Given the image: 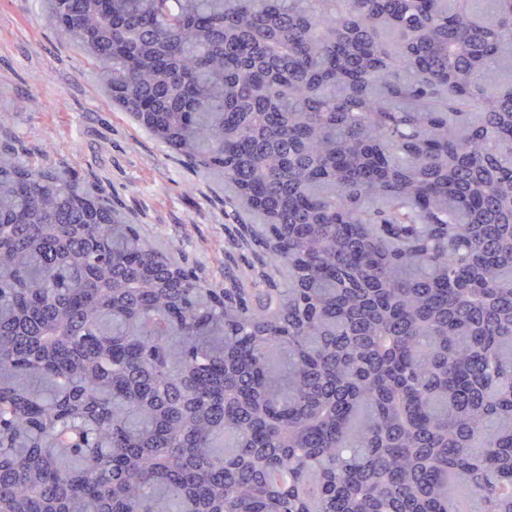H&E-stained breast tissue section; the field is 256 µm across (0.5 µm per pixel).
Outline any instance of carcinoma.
I'll list each match as a JSON object with an SVG mask.
<instances>
[{"label":"carcinoma","instance_id":"1","mask_svg":"<svg viewBox=\"0 0 512 512\" xmlns=\"http://www.w3.org/2000/svg\"><path fill=\"white\" fill-rule=\"evenodd\" d=\"M49 0L224 175V272L0 149V512H512V0Z\"/></svg>","mask_w":512,"mask_h":512}]
</instances>
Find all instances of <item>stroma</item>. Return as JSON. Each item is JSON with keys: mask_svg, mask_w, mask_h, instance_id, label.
I'll list each match as a JSON object with an SVG mask.
<instances>
[{"mask_svg": "<svg viewBox=\"0 0 512 512\" xmlns=\"http://www.w3.org/2000/svg\"><path fill=\"white\" fill-rule=\"evenodd\" d=\"M0 146L78 171L171 253L217 271L224 260V179L177 158L98 84L83 49L43 0H0Z\"/></svg>", "mask_w": 512, "mask_h": 512, "instance_id": "obj_1", "label": "stroma"}]
</instances>
